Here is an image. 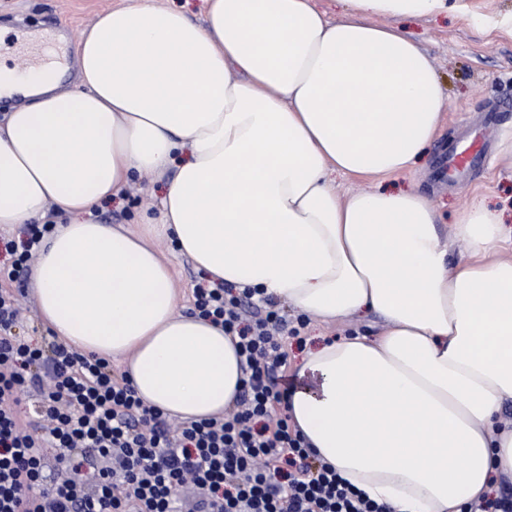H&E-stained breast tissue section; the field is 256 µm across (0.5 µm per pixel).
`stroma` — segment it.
I'll return each instance as SVG.
<instances>
[{
    "instance_id": "1",
    "label": "stroma",
    "mask_w": 512,
    "mask_h": 512,
    "mask_svg": "<svg viewBox=\"0 0 512 512\" xmlns=\"http://www.w3.org/2000/svg\"><path fill=\"white\" fill-rule=\"evenodd\" d=\"M131 0H0V38L13 43L17 30L33 34L67 25L81 33L105 10ZM468 17L451 13L407 22L406 29L429 53L446 95L445 119L418 169L394 178L402 188L416 190L438 207L442 223L475 199L512 212V164L501 150L512 137V36L482 30L479 16L512 14V0H467ZM492 143L489 168L473 175L468 184L448 183L440 159L457 147L462 134ZM164 185L145 175L135 180L125 195L101 205L95 212L103 224L134 227L143 211H156ZM375 334L373 320H339L322 325L309 321L301 339H289L288 362L296 364L305 348L354 332Z\"/></svg>"
}]
</instances>
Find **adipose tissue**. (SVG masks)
<instances>
[{"label":"adipose tissue","mask_w":512,"mask_h":512,"mask_svg":"<svg viewBox=\"0 0 512 512\" xmlns=\"http://www.w3.org/2000/svg\"><path fill=\"white\" fill-rule=\"evenodd\" d=\"M200 24L152 0L98 16L78 73L0 62V227L45 218L31 271L63 344L122 365L147 405L219 416L243 378L221 326L179 315L172 258L210 286L252 288L328 323L373 315L375 338L297 363L291 422L321 463L395 512H461L512 481V229L481 199L449 226L387 188L435 140L446 96L405 20L463 0H206ZM167 178L144 234L92 221L134 174ZM373 182L338 193L335 177ZM466 257L450 262V243Z\"/></svg>","instance_id":"ef3b65f1"}]
</instances>
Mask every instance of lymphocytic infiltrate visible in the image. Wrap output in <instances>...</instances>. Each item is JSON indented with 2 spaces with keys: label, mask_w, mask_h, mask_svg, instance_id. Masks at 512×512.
Returning <instances> with one entry per match:
<instances>
[{
  "label": "lymphocytic infiltrate",
  "mask_w": 512,
  "mask_h": 512,
  "mask_svg": "<svg viewBox=\"0 0 512 512\" xmlns=\"http://www.w3.org/2000/svg\"><path fill=\"white\" fill-rule=\"evenodd\" d=\"M52 223L27 225L5 242L0 273V512H393L319 463L286 412V340L305 328L277 311L244 315L252 291L236 297L198 282L193 309L231 336L244 379L223 416L170 425L144 405L110 362L61 344L16 336L11 285L27 270ZM41 424L21 410L28 388ZM68 477L48 479L47 457Z\"/></svg>",
  "instance_id": "f902f5d3"
}]
</instances>
